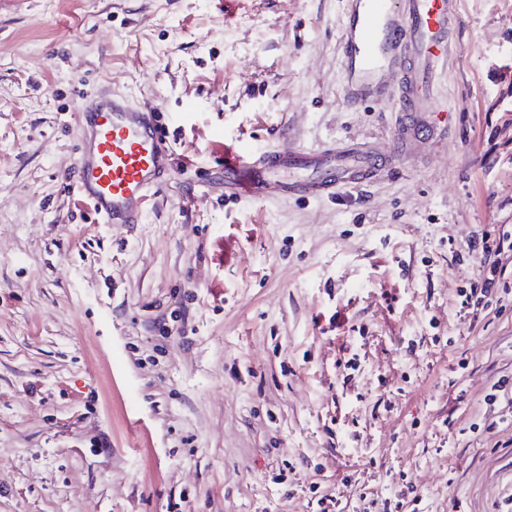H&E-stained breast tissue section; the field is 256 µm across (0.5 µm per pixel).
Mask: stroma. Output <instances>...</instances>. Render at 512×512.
<instances>
[{"label": "stroma", "instance_id": "35a3bbf8", "mask_svg": "<svg viewBox=\"0 0 512 512\" xmlns=\"http://www.w3.org/2000/svg\"><path fill=\"white\" fill-rule=\"evenodd\" d=\"M343 0L0 8V512H512V0H449L455 53L412 152L331 196L237 199L251 150L397 149L342 94ZM182 174L101 224L69 174L102 89ZM511 239V231L499 232L498 238L496 236L491 238L489 232H482L481 236L475 237L472 243H470L469 249L472 252L481 249L485 261L474 287L470 288L469 293L463 291L459 294V297L463 298L460 303L462 305L461 308L468 307L470 302L473 305H478L482 298H488L492 296L495 289L498 290L500 286L499 275L497 276L500 262L499 257L505 253V245L507 251L512 250ZM492 257L493 260H491ZM473 298H476L475 301H473Z\"/></svg>", "mask_w": 512, "mask_h": 512}]
</instances>
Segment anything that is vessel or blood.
I'll return each instance as SVG.
<instances>
[{
  "mask_svg": "<svg viewBox=\"0 0 512 512\" xmlns=\"http://www.w3.org/2000/svg\"><path fill=\"white\" fill-rule=\"evenodd\" d=\"M448 22V0H345L340 56L346 98L359 103L395 96L407 116L420 112L448 60ZM396 68L402 75L394 88L382 82L381 73ZM157 112V107L109 89L80 106L74 176L80 195L102 223H141L149 199L176 175ZM209 149L224 159L225 192L239 198L320 196L338 185L370 179L375 171L373 154L352 148L237 151L218 138ZM294 168L307 170V178L280 179L281 171Z\"/></svg>",
  "mask_w": 512,
  "mask_h": 512,
  "instance_id": "obj_1",
  "label": "vessel or blood"
}]
</instances>
